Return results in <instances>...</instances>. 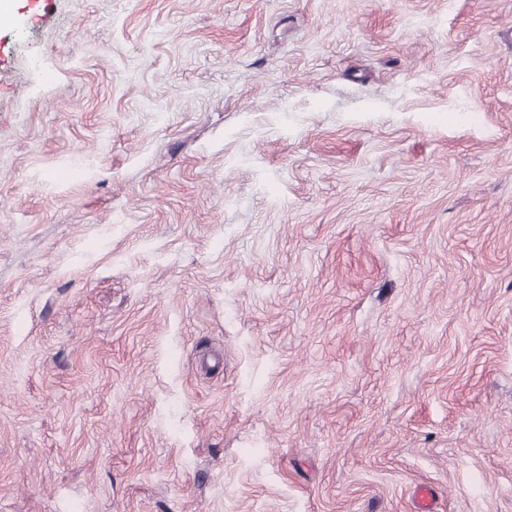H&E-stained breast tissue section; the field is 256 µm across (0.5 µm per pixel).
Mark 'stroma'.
<instances>
[{
  "label": "stroma",
  "instance_id": "stroma-1",
  "mask_svg": "<svg viewBox=\"0 0 512 512\" xmlns=\"http://www.w3.org/2000/svg\"><path fill=\"white\" fill-rule=\"evenodd\" d=\"M14 2L0 512H512V0Z\"/></svg>",
  "mask_w": 512,
  "mask_h": 512
}]
</instances>
